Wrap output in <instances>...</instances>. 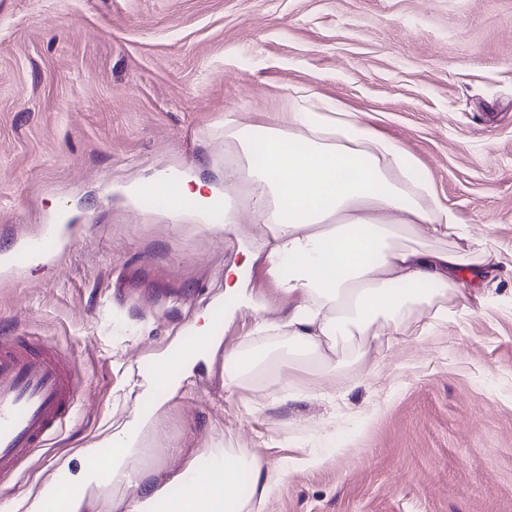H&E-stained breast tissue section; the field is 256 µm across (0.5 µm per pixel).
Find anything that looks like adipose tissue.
<instances>
[{"instance_id": "obj_1", "label": "adipose tissue", "mask_w": 512, "mask_h": 512, "mask_svg": "<svg viewBox=\"0 0 512 512\" xmlns=\"http://www.w3.org/2000/svg\"><path fill=\"white\" fill-rule=\"evenodd\" d=\"M224 137L245 161L238 174L254 188L253 212L261 232L245 249L244 266L225 272L226 293L240 294L245 265L261 263L271 293L287 299L282 320L255 323V333L274 342L258 356L244 348L222 350L212 311H204L179 340L154 360L142 377L139 406L114 421L101 439L82 450L85 459L65 481H44L25 499V512H93L96 493L122 489L124 512H263L269 496L287 477L253 449L217 442L202 457H187L166 480L153 478L138 458L146 436L163 424L198 363L224 356V389L257 393L259 399L315 397L314 383L265 382L282 364L308 370L345 390L351 366L366 365L379 328L399 334L414 312L432 322L459 317L457 279L464 254L480 255L483 242L435 196L427 174L413 159L336 100L301 89L268 125L224 122ZM174 186L187 207L180 214L210 223V208L224 196V223L235 221L229 188L203 182L188 171L156 175L123 186L129 204ZM450 247H436L443 237ZM345 344L344 366L323 354L324 346Z\"/></svg>"}]
</instances>
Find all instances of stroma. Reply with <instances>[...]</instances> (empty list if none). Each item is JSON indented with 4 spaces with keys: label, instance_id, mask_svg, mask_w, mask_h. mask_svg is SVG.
I'll return each mask as SVG.
<instances>
[{
    "label": "stroma",
    "instance_id": "1",
    "mask_svg": "<svg viewBox=\"0 0 512 512\" xmlns=\"http://www.w3.org/2000/svg\"><path fill=\"white\" fill-rule=\"evenodd\" d=\"M303 87L400 144L491 260L463 267L466 313L423 334L415 312L349 391L255 408L225 394L223 357L198 364L152 463L163 478L218 441L256 449L288 468L264 512H512V0H0V334L72 355L84 388L0 483V512L78 466L209 305L232 310L223 349L251 334L260 315L224 295L238 236L120 187L223 182L225 119L270 123ZM48 225L52 249L6 268Z\"/></svg>",
    "mask_w": 512,
    "mask_h": 512
}]
</instances>
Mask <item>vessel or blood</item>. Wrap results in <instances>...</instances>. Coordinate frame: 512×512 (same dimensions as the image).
<instances>
[{
    "label": "vessel or blood",
    "mask_w": 512,
    "mask_h": 512,
    "mask_svg": "<svg viewBox=\"0 0 512 512\" xmlns=\"http://www.w3.org/2000/svg\"><path fill=\"white\" fill-rule=\"evenodd\" d=\"M80 395L65 354L0 336V481L62 429Z\"/></svg>",
    "instance_id": "vessel-or-blood-1"
}]
</instances>
